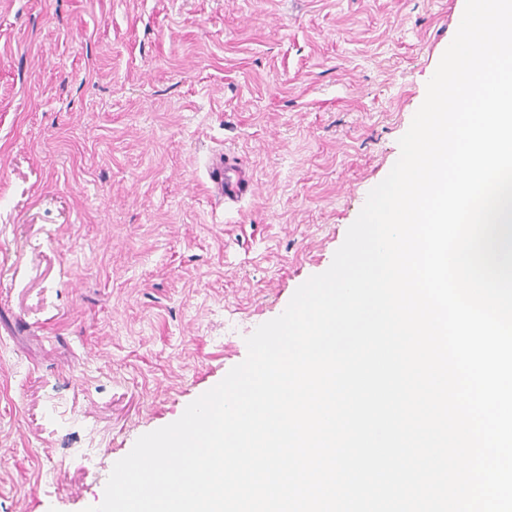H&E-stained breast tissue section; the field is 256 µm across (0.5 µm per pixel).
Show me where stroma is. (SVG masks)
I'll use <instances>...</instances> for the list:
<instances>
[{
    "label": "stroma",
    "mask_w": 512,
    "mask_h": 512,
    "mask_svg": "<svg viewBox=\"0 0 512 512\" xmlns=\"http://www.w3.org/2000/svg\"><path fill=\"white\" fill-rule=\"evenodd\" d=\"M464 6L0 0V512L99 504L329 268ZM210 193L224 198V202H237L251 187L234 157L220 152L213 154L207 167Z\"/></svg>",
    "instance_id": "stroma-1"
}]
</instances>
